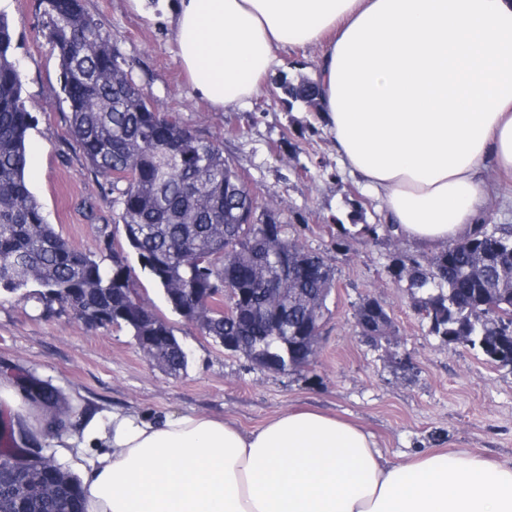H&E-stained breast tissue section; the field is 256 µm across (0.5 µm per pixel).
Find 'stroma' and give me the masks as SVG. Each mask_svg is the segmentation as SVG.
<instances>
[{
	"label": "stroma",
	"mask_w": 512,
	"mask_h": 512,
	"mask_svg": "<svg viewBox=\"0 0 512 512\" xmlns=\"http://www.w3.org/2000/svg\"><path fill=\"white\" fill-rule=\"evenodd\" d=\"M131 67L135 83L184 125L220 143L224 155L279 223L336 271L320 349L304 372L284 376L242 354L224 351L172 313L147 273L140 286L189 352L185 371L162 370L130 334L89 327L70 312L44 311L29 289L0 293V372L31 374L62 395L73 432L91 418L136 413L155 418L193 412L227 419L244 430L304 406L339 415L372 432L392 460L429 449L466 450L512 461V370L476 351L433 336L416 313L399 263L430 252L407 240L346 235L355 207L364 223L380 224L376 199L345 174L331 135L314 113L289 108L274 81L240 109L213 111L192 89L169 30L130 0H83ZM14 32L27 109L37 123L27 139L29 187L50 224L73 247L98 252L100 229L114 224L108 179L90 168L66 125L59 95V61L43 27L40 0H0ZM373 297L386 308L393 332L381 349L357 335L355 313ZM404 355L406 366L394 363Z\"/></svg>",
	"instance_id": "35a3bbf8"
}]
</instances>
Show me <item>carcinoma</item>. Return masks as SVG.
Listing matches in <instances>:
<instances>
[{
    "instance_id": "carcinoma-1",
    "label": "carcinoma",
    "mask_w": 512,
    "mask_h": 512,
    "mask_svg": "<svg viewBox=\"0 0 512 512\" xmlns=\"http://www.w3.org/2000/svg\"><path fill=\"white\" fill-rule=\"evenodd\" d=\"M48 43L60 65V94L67 103L71 137L89 166L109 178L116 224L134 229L130 250L182 318L202 313L200 333L217 344L243 336L250 361L269 351L298 373L317 354L311 326L322 322L326 299L336 286L323 255L288 236L270 209L257 213L253 191L242 182L217 142L162 112L140 94L126 60L112 46L83 0H42ZM290 107L320 112L317 83L282 75L277 82ZM35 116L22 97V74L13 53V31L0 13V290L14 292L35 283L34 298L46 311L60 305L80 319L101 313L137 341L152 335L146 319L158 316L142 296L134 267L115 270L110 234L100 252L72 247L49 224L27 181L26 140ZM271 221L299 266L281 278L277 260L264 247L257 225ZM395 224H365L362 232L398 238ZM416 274L405 280L419 300L430 332L442 342L464 332V346L512 363V338L499 330L490 310L512 312V225H496L434 254L412 261ZM229 281L240 296L223 304L229 316L211 308L212 288ZM364 341L382 346L390 327L387 310L364 299L356 310ZM160 317V316H158ZM163 341H151L157 363L168 373L187 368L188 353L165 317ZM32 398L54 404L59 395L41 381ZM0 459L17 471L0 475V512H84L80 479L50 457H32L31 445L15 435L11 420H0Z\"/></svg>"
}]
</instances>
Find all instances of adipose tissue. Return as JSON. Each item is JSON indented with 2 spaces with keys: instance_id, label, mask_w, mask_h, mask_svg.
Returning <instances> with one entry per match:
<instances>
[{
  "instance_id": "ef3b65f1",
  "label": "adipose tissue",
  "mask_w": 512,
  "mask_h": 512,
  "mask_svg": "<svg viewBox=\"0 0 512 512\" xmlns=\"http://www.w3.org/2000/svg\"><path fill=\"white\" fill-rule=\"evenodd\" d=\"M168 25L223 112L263 92L280 49L320 48L341 164L412 242L445 247L484 223L487 172L512 174V0H174ZM79 439L98 451L86 512H512V464L436 449L392 462L359 425L309 409L248 432L115 414Z\"/></svg>"
}]
</instances>
